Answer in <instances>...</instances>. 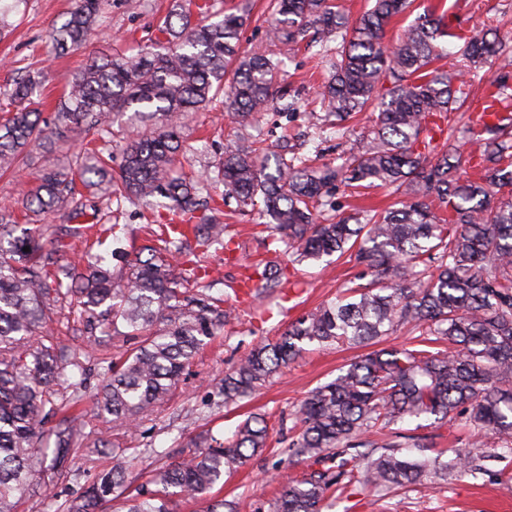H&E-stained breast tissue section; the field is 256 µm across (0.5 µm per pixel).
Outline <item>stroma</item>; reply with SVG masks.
<instances>
[{
  "instance_id": "obj_1",
  "label": "stroma",
  "mask_w": 512,
  "mask_h": 512,
  "mask_svg": "<svg viewBox=\"0 0 512 512\" xmlns=\"http://www.w3.org/2000/svg\"><path fill=\"white\" fill-rule=\"evenodd\" d=\"M443 2L452 28L479 31L492 19H504L499 38L507 52L512 53V0H414L409 10L391 20L386 28L385 42L393 44L427 7ZM171 0H108L99 31L93 33L80 48L56 54L50 31L61 24L72 7V0H9L10 28L0 39V104H6L18 69L28 67L43 71L41 90L45 117H53L67 84L79 67L92 58L111 53H132L139 40L147 38L160 15L170 8ZM329 75L327 60L314 56L306 47H299L285 61L282 85L289 98L301 105L292 114L271 112L259 128L239 129L245 142L255 138L274 143L292 138L294 149L303 154L321 151L325 161L350 149L364 146L372 125L371 114L350 134L339 136L323 133L320 122L310 115L306 103L314 99L321 83ZM220 111L200 110L188 113L179 130L183 151L179 160L183 168L201 170L214 166L224 152L223 126ZM225 223L237 249L233 254L209 252L199 255L198 263L207 267L210 277L223 280L224 290L238 287L244 276L253 272V263L265 253L264 244L256 237L258 219L240 215L225 207ZM102 224L121 225L118 235H97L88 231L85 238L74 239L72 256H80L85 246L110 255L113 267L123 266L135 249L144 245L145 224L152 218L144 209L127 208L118 212L102 209ZM361 266L348 258L328 264L325 261H303L281 264L280 283L276 291L256 299L237 297L228 300L234 314L223 333L204 347L191 366L184 381L171 391L166 402L146 414L138 427L127 428L98 417L94 410L96 393L103 377L99 351H90L86 360L87 379L81 403L87 446L79 447L76 460L59 479L47 482L34 477L24 495L17 501L15 512H61L66 500L80 494L102 471L113 465L111 451L115 448L136 449L138 456L129 471L131 490L149 489L157 469L164 462L186 455L200 433L228 434L248 414L269 417V448L226 476L213 490L226 500H243L252 512H268V504L277 488L276 475L301 472L303 462L290 457L292 414L309 391L334 379L341 367L364 355L361 347H331L303 354L285 372L273 378L251 398L236 405H224L213 388L225 371L245 356L254 346L276 339L288 325L314 309L334 300L346 287L358 284ZM402 433H415L426 438L434 448H465L471 444L469 433L455 424L433 421L404 423ZM106 438L110 451L101 453L91 448L97 438ZM489 473L475 477H452L430 488L401 491L385 498L368 496L355 499L343 493L328 501L323 512H512V482L498 481L494 473L501 462L489 461Z\"/></svg>"
}]
</instances>
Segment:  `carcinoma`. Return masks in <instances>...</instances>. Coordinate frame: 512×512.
<instances>
[{"label":"carcinoma","instance_id":"1","mask_svg":"<svg viewBox=\"0 0 512 512\" xmlns=\"http://www.w3.org/2000/svg\"><path fill=\"white\" fill-rule=\"evenodd\" d=\"M102 2L73 0L52 31L57 52L86 41ZM410 4L372 0L352 23L334 0H267L274 17L267 37L276 48L270 53L243 45L245 18L236 6L213 21L210 0H187L158 20L156 35L136 54L94 60L76 73L51 124L33 99L44 73L18 79L8 94L13 109L0 119L3 173L22 167L35 140L65 142L76 128L104 138L111 115L130 112L154 129L125 143L114 175L88 146L63 166L33 173L27 224L0 213V512H13L32 472L62 474L84 438L75 417L51 423L57 404L49 388H72L69 404L78 406L85 375L80 347L42 338L47 325L59 322L61 303L81 309L89 342L104 353L112 343L136 340L107 362L97 401L100 414L135 424L165 401L230 318L224 295L212 294L222 281L202 271L194 256L229 250L224 205L231 200L239 214L256 210L269 219L277 252L294 261L347 255L370 281L254 347L224 373L216 389L224 404L262 387L311 346H368L402 328L422 336L419 349L402 344L365 354L302 401L288 453L307 471L287 476L270 512H322L347 488L382 497L452 473H481L486 437L500 443L497 460L512 458V117L469 128L484 174L461 175L466 159L452 115L466 99L458 96L454 74L432 67L443 51L439 40L455 38L458 65L476 73L491 64L487 91L509 97L512 58L501 57L498 26L462 37L448 31L444 13L418 17L386 47V26ZM337 39L319 97L339 122L376 113L360 152L339 165L317 164L229 139L213 171L176 175L177 129L186 113L220 103L230 123L250 127L269 111L289 110L276 95L281 58L302 42ZM440 123L446 135L437 139L431 131ZM376 186L394 189L400 207L337 221L322 214L332 188L355 194ZM85 190L118 207L161 209L153 244L118 270L90 250L68 259V240L86 229L75 221L98 218ZM432 199L448 206V215L435 211ZM47 212L72 225L47 230L40 225ZM444 340L446 351L423 348ZM421 417L462 421L476 440L451 449L449 461L441 452L428 456L422 437L392 430ZM380 431L385 438L378 443L371 436ZM268 437L260 414L241 422L229 440L201 435L192 453L157 470L154 488L135 495L127 493L126 466L117 462L62 512H103L116 500L121 512H174L175 497H206L224 475L260 454Z\"/></svg>","mask_w":512,"mask_h":512}]
</instances>
